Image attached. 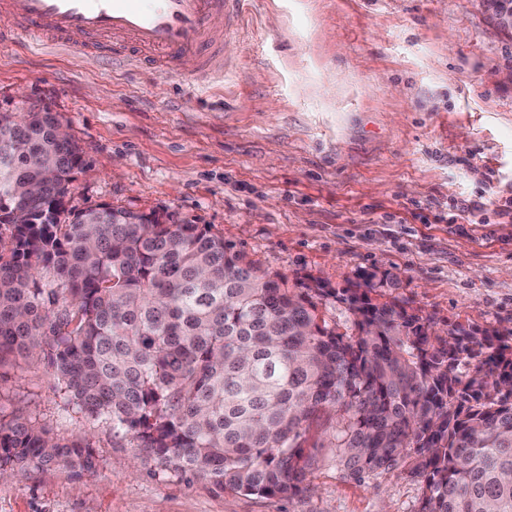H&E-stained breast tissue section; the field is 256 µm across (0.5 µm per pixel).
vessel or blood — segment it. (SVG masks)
Masks as SVG:
<instances>
[{
    "label": "vessel or blood",
    "mask_w": 512,
    "mask_h": 512,
    "mask_svg": "<svg viewBox=\"0 0 512 512\" xmlns=\"http://www.w3.org/2000/svg\"><path fill=\"white\" fill-rule=\"evenodd\" d=\"M240 0H0V45L68 50L175 73L195 59L190 79L224 77V33Z\"/></svg>",
    "instance_id": "b4317fda"
}]
</instances>
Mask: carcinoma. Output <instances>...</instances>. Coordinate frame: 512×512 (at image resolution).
Wrapping results in <instances>:
<instances>
[{
    "instance_id": "obj_1",
    "label": "carcinoma",
    "mask_w": 512,
    "mask_h": 512,
    "mask_svg": "<svg viewBox=\"0 0 512 512\" xmlns=\"http://www.w3.org/2000/svg\"><path fill=\"white\" fill-rule=\"evenodd\" d=\"M59 122L0 113V362L43 358L76 412L220 492L308 490L304 444L329 415L345 478L402 467L422 482L416 512H512V331L457 323L443 339L373 299L374 272L296 294L198 224L73 211L82 154ZM331 300L341 323L319 312ZM94 468L88 436L0 419L1 476Z\"/></svg>"
}]
</instances>
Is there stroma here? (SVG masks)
Segmentation results:
<instances>
[{
	"label": "stroma",
	"mask_w": 512,
	"mask_h": 512,
	"mask_svg": "<svg viewBox=\"0 0 512 512\" xmlns=\"http://www.w3.org/2000/svg\"><path fill=\"white\" fill-rule=\"evenodd\" d=\"M60 46L0 48V112H57L84 150L68 208L107 204L200 224L289 286L388 276L379 300L437 333L512 331V32L482 0H246L224 81L186 82ZM88 432L97 465L0 481V512H415L404 468L356 483L310 432V492L216 491L162 470L106 423L68 410L40 359L0 362V416Z\"/></svg>",
	"instance_id": "35a3bbf8"
}]
</instances>
